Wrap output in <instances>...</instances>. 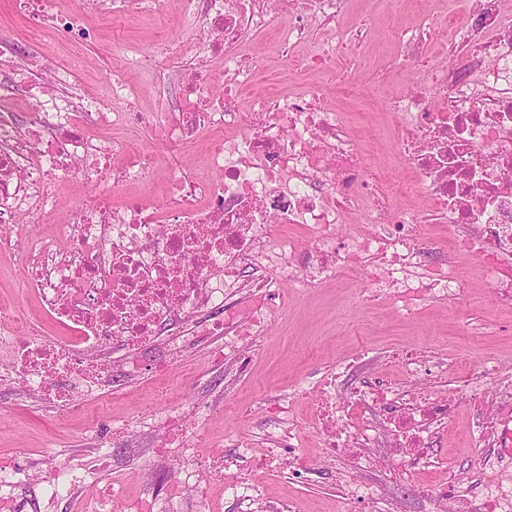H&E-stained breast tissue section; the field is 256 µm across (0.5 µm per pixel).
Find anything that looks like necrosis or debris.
<instances>
[{
	"label": "necrosis or debris",
	"instance_id": "4bbe7bcc",
	"mask_svg": "<svg viewBox=\"0 0 512 512\" xmlns=\"http://www.w3.org/2000/svg\"><path fill=\"white\" fill-rule=\"evenodd\" d=\"M349 2L296 0L295 22L279 30L283 65L321 79L300 92L255 95L257 61L247 43L269 24L263 0H97L96 9L118 15L173 9L184 27L221 34L174 43L181 58L201 67L178 102L162 104L157 128L172 147L206 130L213 141L206 175L170 174L160 208L132 192L160 156L143 153L119 167L113 158L122 145L108 150L84 133L88 126L140 125L143 117L89 102L58 104L56 92L70 84L73 68L31 69L0 41V75L32 103L21 117L0 110V224L54 211L55 172L77 173L87 185L86 200L73 206L56 237L19 233L0 240L17 248L27 292L64 330L59 337L31 336L24 332V306L0 311V383L38 390L69 412L80 395L111 389L115 364L136 370L139 350L183 349L200 336L215 343L212 364L239 370L265 324L247 295L268 294L272 286L266 276L272 224L303 225L314 257L303 265L281 258V280L314 286L363 268L369 277L362 304L382 295L412 315L429 297L459 286L458 257L467 254L485 268L498 302L512 307V23L504 22L500 0H473L453 42L447 21L426 15L394 27L399 61L418 75L410 92L388 105L398 118L397 158L414 172L409 180L369 163L341 111L326 103L341 49L366 36L364 26H340ZM314 26L323 32L314 53L295 55L294 45ZM439 44L443 61L430 64ZM119 190L127 193L120 206ZM399 194L423 197L453 226V251H432L423 215L397 209ZM351 215L360 224L337 246L336 233ZM336 377L330 371L317 383L311 416L327 461L349 448L384 449L392 463L386 484L432 465L454 403L418 383L399 396L388 380L366 375L342 388ZM504 402H512V382L475 414L477 454L512 447V421L499 415ZM195 409L170 403L150 418L158 430L153 458L183 447L184 419ZM293 436V427L279 426L257 455L210 445L202 465L216 478L232 477L246 494L254 488L250 472L279 464ZM418 493L439 512H512V489L468 500L452 479Z\"/></svg>",
	"mask_w": 512,
	"mask_h": 512
}]
</instances>
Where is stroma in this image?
I'll return each instance as SVG.
<instances>
[{"mask_svg":"<svg viewBox=\"0 0 512 512\" xmlns=\"http://www.w3.org/2000/svg\"><path fill=\"white\" fill-rule=\"evenodd\" d=\"M472 0H454L443 7L441 0H401L395 11L374 9L370 0H351L347 21L366 19L371 28L370 40L360 49L357 68L352 75L353 92L342 86L328 90L327 98L343 111V118L367 157L378 167L386 166L395 154L392 139L375 136L378 119L386 102L406 94L415 76L405 72L395 58L379 61L377 45L387 41L392 26L418 13L437 17L450 11L449 33H456ZM59 7L79 18V29L67 34L53 27L28 28L12 6L0 0V39L12 41L21 56L40 61L51 60L66 65L72 58L83 61L74 84L79 94L97 100L102 107L125 109L134 103L145 117L152 118L162 101L181 96L186 78L184 61L164 58L167 40L181 36V22L176 12L163 15L136 12L120 20L88 12L83 0H60ZM273 29L255 34L247 49L261 62L260 74L252 88L263 94L273 89L296 92L314 82V73H290L279 63L276 54L275 28L289 20L286 0H267ZM133 45L152 59H163L158 70L130 66L119 47ZM122 80L131 89L130 102L112 99L113 80ZM86 134L104 147L112 143L127 144L131 151L153 150L166 163L153 179L140 184L137 192L150 203H164L162 186L170 167L189 176L204 172L203 144L195 142L170 149L157 140L153 129L121 126L92 127ZM61 197L50 214L30 213L20 219L25 234L35 237L53 233L66 210L85 194L83 182L74 176L60 175L56 184ZM462 288L439 295L426 302L414 316L407 317L394 309L388 299L366 307L357 296L366 281V273L354 269L317 288L282 285L279 296L270 305L272 317L260 338V350L248 366L235 375L224 374L209 360L208 342L185 350L171 366H163L155 349L140 354L142 369L137 376L116 373L108 394L85 396L77 411L58 418L54 404L42 395L17 386L0 387V457H10L22 466L34 463L49 466H92L94 449L111 452V469L97 470L94 481L80 488L83 500H90L97 481L109 475L121 479L120 494L136 498L151 495L152 485L143 483L142 474L155 443L153 433L133 436L120 434L128 421L150 416L162 399L157 387L170 384L168 402H211L214 410L189 418L188 442L195 452L206 444L223 440L248 441L253 453H260L264 434L269 428L267 407L277 400L287 405L288 417L298 431L294 451L305 458L309 475H293L290 467L257 473L258 496L247 500L236 497L228 480L207 483L202 504H190L188 512H262L265 504L280 500L293 503L296 512H362L360 505H347L343 486L335 470L324 466L316 429L309 414L312 398L298 395V388H309L328 369L362 354L368 359L375 377L403 386L405 373L391 362L393 350L417 347L439 352L446 362L444 371L429 384L439 398L456 400L458 410L449 419L443 448L437 449L439 465L418 472L414 485L404 486L398 498L378 499L376 512H435L430 500L421 498L416 488L438 485L449 477L464 478L479 465L469 442L475 434L470 406L472 394L461 391L459 380L468 375L476 380V392L488 398L497 381L480 377L482 359L495 355L503 373L512 375V308L498 306L489 278L475 259L464 256ZM19 259L12 251H0V307L24 305L33 330L45 336L58 335L59 329L39 310L35 298L23 292L18 281ZM189 447V448H190Z\"/></svg>","mask_w":512,"mask_h":512,"instance_id":"35a3bbf8","label":"stroma"}]
</instances>
